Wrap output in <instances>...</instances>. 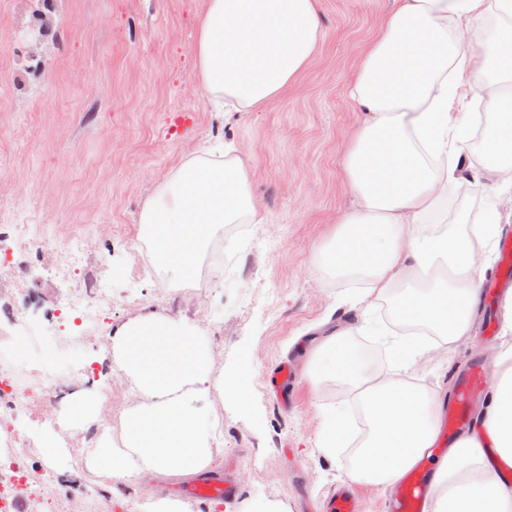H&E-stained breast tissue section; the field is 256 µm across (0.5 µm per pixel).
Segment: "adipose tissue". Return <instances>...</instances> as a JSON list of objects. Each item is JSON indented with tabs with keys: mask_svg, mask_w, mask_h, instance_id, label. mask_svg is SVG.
I'll list each match as a JSON object with an SVG mask.
<instances>
[{
	"mask_svg": "<svg viewBox=\"0 0 512 512\" xmlns=\"http://www.w3.org/2000/svg\"><path fill=\"white\" fill-rule=\"evenodd\" d=\"M362 55L351 86L366 117L344 170L356 205L314 261L326 272L365 279L360 321L327 336L311 357L312 376L345 386L368 431L349 477L396 485L438 441L443 399L437 389L391 374H372L354 336L372 328L381 303L428 339L394 338L401 365L426 354L430 336L451 345L471 335L484 277L474 256L489 246L498 215L449 226L448 191L467 149L451 112L467 96L484 98L493 121L484 137L487 173L512 169V0H400ZM320 0H207L199 19L201 87L223 112L267 105L304 69L322 36ZM500 23L482 30L490 14ZM252 164L232 146L183 159L144 205L139 222L164 266L188 280L213 231L260 224L249 191ZM112 358L141 398L126 416L122 441L103 429L87 451V469L114 482L183 477L212 468L224 421L207 409L224 390L197 323L149 311L116 326ZM482 415L486 440L459 439L443 458L431 512H512V489L492 468L485 448L512 461V343Z\"/></svg>",
	"mask_w": 512,
	"mask_h": 512,
	"instance_id": "adipose-tissue-1",
	"label": "adipose tissue"
}]
</instances>
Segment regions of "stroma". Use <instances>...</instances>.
Listing matches in <instances>:
<instances>
[{
    "label": "stroma",
    "mask_w": 512,
    "mask_h": 512,
    "mask_svg": "<svg viewBox=\"0 0 512 512\" xmlns=\"http://www.w3.org/2000/svg\"><path fill=\"white\" fill-rule=\"evenodd\" d=\"M205 0H0V252L22 271L0 266V326L15 310L16 341L0 346L11 360L5 377L27 386L53 356V402L34 390L27 416L0 419L28 440L0 449L4 470L29 465L34 492L47 468L36 436L45 415L64 412L74 391L104 392L113 434L138 397L107 354L113 327L145 309L195 320L207 329L212 359L225 377L246 373V403L213 396L224 419L216 449L218 475L238 486L225 512H322L331 492L350 486L354 512H383L392 489L348 478L352 451L364 433L350 430L335 453L318 446L323 417L351 396L335 380H311L308 360L327 335L356 322L360 281L323 277L314 246L331 241L352 204L344 162L363 113L348 92L356 65L378 36L394 0H321L324 37L310 61L274 101L232 117L214 111L200 88L197 24ZM471 149L460 161L448 197V223L500 214L512 233V175L482 176L484 129L493 116L466 100ZM252 159L250 192L266 217L223 233L209 256L221 257L204 291L182 287L142 260L139 216L181 158L215 139ZM46 238L41 251L21 247L22 232ZM79 246L80 268L95 284L99 305L88 314L96 342L52 336L48 321L60 300L53 272ZM512 314L477 305L470 338L418 358L409 379L453 393L474 362L495 372L502 333ZM495 319L498 333L485 324ZM91 423L81 435L60 429L67 455L57 475L59 512H143L148 491L177 497L183 479L111 483L89 475Z\"/></svg>",
    "instance_id": "1"
}]
</instances>
